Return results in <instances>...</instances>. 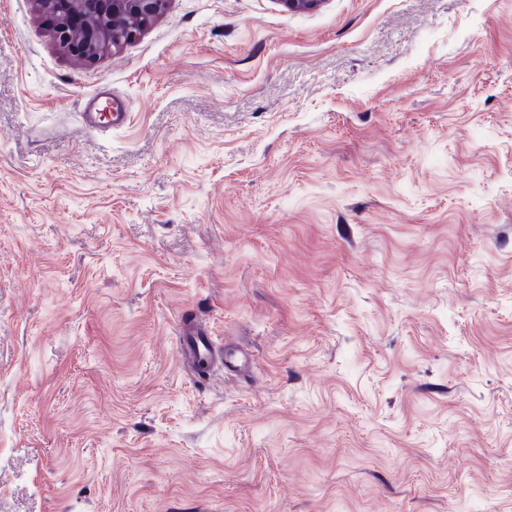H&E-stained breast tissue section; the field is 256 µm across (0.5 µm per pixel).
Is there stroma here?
I'll return each mask as SVG.
<instances>
[{
  "instance_id": "obj_1",
  "label": "stroma",
  "mask_w": 512,
  "mask_h": 512,
  "mask_svg": "<svg viewBox=\"0 0 512 512\" xmlns=\"http://www.w3.org/2000/svg\"><path fill=\"white\" fill-rule=\"evenodd\" d=\"M0 512H512V0H0ZM47 12L54 11L60 15L61 25L56 35L61 42L68 46L71 34L65 25L70 18L82 21L84 37L77 41L83 55L97 57L109 48L102 45V26L111 22L112 32L106 41L112 48L132 40L139 31L166 9L168 0H37ZM133 16V17H130ZM130 17V18H128ZM141 20V23L138 19ZM126 20L127 27H138L136 30L125 28L120 22ZM105 41V42H106ZM104 47V48H103ZM113 111L105 113L97 112L96 99H88L84 107V118L86 124L91 128H99L102 123L110 124L113 126H122L127 121L126 112H117V107L112 106ZM180 352L184 364L191 373L199 375L208 373L216 365H224V369L244 370L248 360L242 351L224 345V350L214 344L210 332L193 322L181 326Z\"/></svg>"
}]
</instances>
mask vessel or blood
Wrapping results in <instances>:
<instances>
[{
    "label": "vessel or blood",
    "instance_id": "vessel-or-blood-1",
    "mask_svg": "<svg viewBox=\"0 0 512 512\" xmlns=\"http://www.w3.org/2000/svg\"><path fill=\"white\" fill-rule=\"evenodd\" d=\"M84 118L87 125L95 129L104 123L121 126L127 121V115L123 112H98L96 101L92 98L85 103ZM180 352L184 364L193 373L210 372L219 364L237 370L246 369L248 366L245 353L234 348L217 347L206 328L191 322L181 327Z\"/></svg>",
    "mask_w": 512,
    "mask_h": 512
}]
</instances>
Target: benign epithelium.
<instances>
[{"instance_id": "7a95c632", "label": "benign epithelium", "mask_w": 512, "mask_h": 512, "mask_svg": "<svg viewBox=\"0 0 512 512\" xmlns=\"http://www.w3.org/2000/svg\"><path fill=\"white\" fill-rule=\"evenodd\" d=\"M38 3L46 11L60 15L61 25L56 35L65 45L71 40L66 21L81 20L84 37L79 41L80 51L85 56L97 57L105 52L101 41L103 24L112 23V47L117 48L137 35V31L125 28L121 20L136 17L143 28L165 11L168 0H38Z\"/></svg>"}]
</instances>
